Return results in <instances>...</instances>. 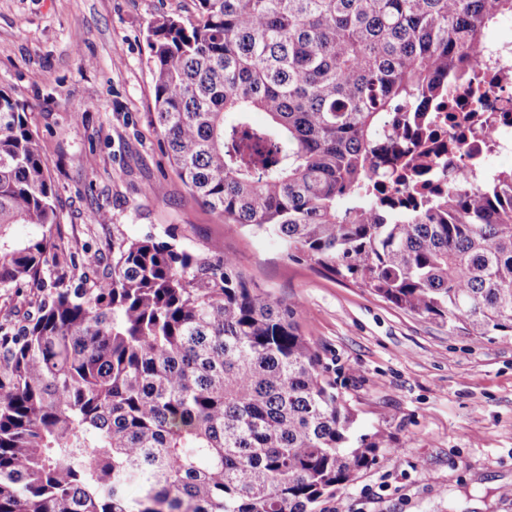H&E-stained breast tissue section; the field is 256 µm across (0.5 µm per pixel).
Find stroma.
Listing matches in <instances>:
<instances>
[{"mask_svg":"<svg viewBox=\"0 0 512 512\" xmlns=\"http://www.w3.org/2000/svg\"><path fill=\"white\" fill-rule=\"evenodd\" d=\"M194 0H0V88L27 107L57 193L61 259L112 264V238L176 229L293 305L356 421L394 444L315 512H512V336L420 318L217 220L177 177L151 124L146 31ZM106 210V223L92 222Z\"/></svg>","mask_w":512,"mask_h":512,"instance_id":"35a3bbf8","label":"stroma"}]
</instances>
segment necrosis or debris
<instances>
[{"instance_id":"necrosis-or-debris-1","label":"necrosis or debris","mask_w":512,"mask_h":512,"mask_svg":"<svg viewBox=\"0 0 512 512\" xmlns=\"http://www.w3.org/2000/svg\"><path fill=\"white\" fill-rule=\"evenodd\" d=\"M482 53L483 64L476 70L482 104H475L465 87L440 112L437 140L454 148L438 154L432 164L435 183L448 182L462 171L472 182H481L492 173L493 158L512 155V41L485 43Z\"/></svg>"}]
</instances>
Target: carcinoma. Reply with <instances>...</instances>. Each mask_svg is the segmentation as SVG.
<instances>
[{
  "label": "carcinoma",
  "instance_id": "carcinoma-1",
  "mask_svg": "<svg viewBox=\"0 0 512 512\" xmlns=\"http://www.w3.org/2000/svg\"><path fill=\"white\" fill-rule=\"evenodd\" d=\"M512 0H195L147 27L160 146L217 219L418 317L512 335V168L434 193L428 139L380 171L391 114L448 99ZM262 112L265 126L250 114ZM56 193L0 89V512H314L390 437L355 414L289 306L224 256L152 236L58 266ZM15 224L42 233L9 239ZM135 486L139 495L131 497ZM29 300H34L31 288H24L20 293L16 288H0V318L3 319L5 315L19 311L17 316H11V318L20 319L23 313L30 309Z\"/></svg>",
  "mask_w": 512,
  "mask_h": 512
}]
</instances>
